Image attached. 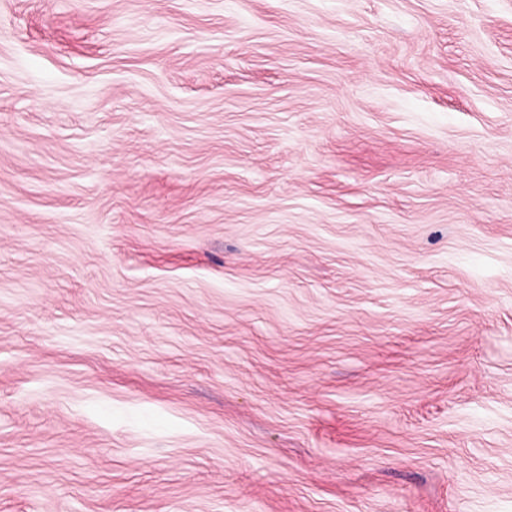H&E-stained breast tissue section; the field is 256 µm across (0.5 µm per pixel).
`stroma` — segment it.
<instances>
[{
	"mask_svg": "<svg viewBox=\"0 0 512 512\" xmlns=\"http://www.w3.org/2000/svg\"><path fill=\"white\" fill-rule=\"evenodd\" d=\"M0 512H512V0H0Z\"/></svg>",
	"mask_w": 512,
	"mask_h": 512,
	"instance_id": "obj_1",
	"label": "stroma"
}]
</instances>
